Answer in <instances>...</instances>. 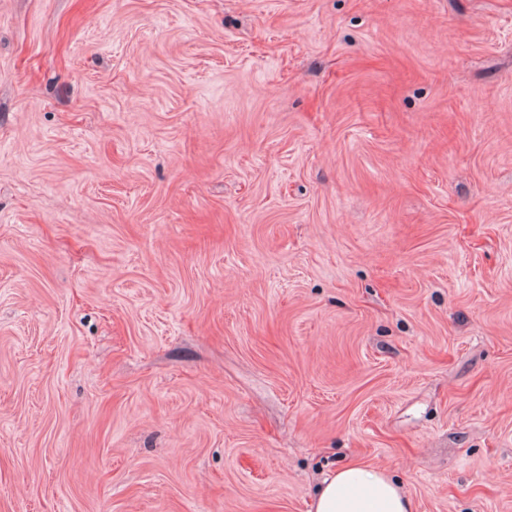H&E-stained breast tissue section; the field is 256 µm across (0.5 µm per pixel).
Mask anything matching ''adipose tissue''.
Masks as SVG:
<instances>
[{"mask_svg": "<svg viewBox=\"0 0 512 512\" xmlns=\"http://www.w3.org/2000/svg\"><path fill=\"white\" fill-rule=\"evenodd\" d=\"M313 512H414L412 500L382 470L351 463L326 476Z\"/></svg>", "mask_w": 512, "mask_h": 512, "instance_id": "obj_1", "label": "adipose tissue"}]
</instances>
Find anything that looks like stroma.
Segmentation results:
<instances>
[{
  "label": "stroma",
  "instance_id": "stroma-1",
  "mask_svg": "<svg viewBox=\"0 0 512 512\" xmlns=\"http://www.w3.org/2000/svg\"><path fill=\"white\" fill-rule=\"evenodd\" d=\"M512 512V0H0V512ZM313 512H414L412 500L383 470L351 463L326 476Z\"/></svg>",
  "mask_w": 512,
  "mask_h": 512
}]
</instances>
